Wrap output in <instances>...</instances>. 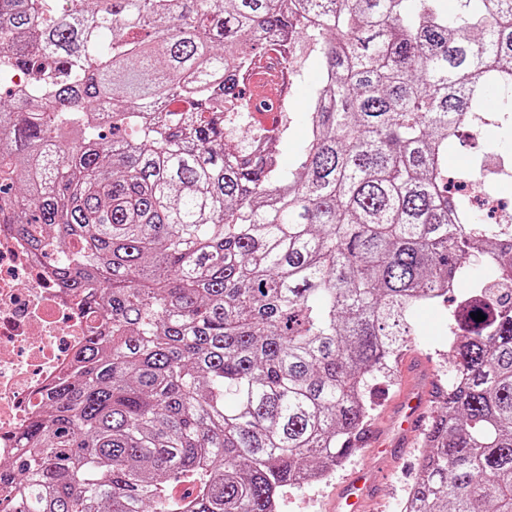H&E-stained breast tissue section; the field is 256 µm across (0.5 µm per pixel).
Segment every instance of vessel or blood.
I'll list each match as a JSON object with an SVG mask.
<instances>
[{"label": "vessel or blood", "mask_w": 512, "mask_h": 512, "mask_svg": "<svg viewBox=\"0 0 512 512\" xmlns=\"http://www.w3.org/2000/svg\"><path fill=\"white\" fill-rule=\"evenodd\" d=\"M242 83L251 112L264 120L276 117L293 95L289 72L280 56L271 51L255 58ZM437 392L431 366L426 359H418L392 405V427H366L356 440V447L369 451L377 462L369 469L351 470L344 477L336 487L333 512H372L376 491L391 464L405 454L413 433L426 427Z\"/></svg>", "instance_id": "obj_1"}]
</instances>
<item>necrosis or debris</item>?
<instances>
[{"instance_id": "4bbe7bcc", "label": "necrosis or debris", "mask_w": 512, "mask_h": 512, "mask_svg": "<svg viewBox=\"0 0 512 512\" xmlns=\"http://www.w3.org/2000/svg\"><path fill=\"white\" fill-rule=\"evenodd\" d=\"M491 173L466 181L483 208L500 211L497 183L512 177V150H490ZM98 320L67 289L45 274L43 259L0 225V461L19 453L16 437L35 415L43 396L75 363Z\"/></svg>"}]
</instances>
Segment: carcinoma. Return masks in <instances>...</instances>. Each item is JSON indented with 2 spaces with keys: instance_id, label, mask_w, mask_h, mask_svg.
<instances>
[{
  "instance_id": "obj_1",
  "label": "carcinoma",
  "mask_w": 512,
  "mask_h": 512,
  "mask_svg": "<svg viewBox=\"0 0 512 512\" xmlns=\"http://www.w3.org/2000/svg\"><path fill=\"white\" fill-rule=\"evenodd\" d=\"M280 47L323 75L288 169L261 128L224 148ZM19 72L0 224L103 321L0 465L9 512H276L354 451L413 311L464 286L407 512H512V224L448 194L460 129L512 139L487 107L512 0H0V87Z\"/></svg>"
}]
</instances>
